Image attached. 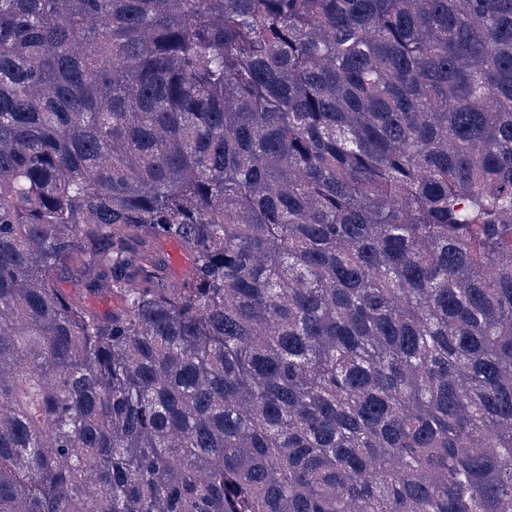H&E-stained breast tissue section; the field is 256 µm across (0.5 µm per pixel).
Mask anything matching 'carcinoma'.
Masks as SVG:
<instances>
[{
	"label": "carcinoma",
	"mask_w": 512,
	"mask_h": 512,
	"mask_svg": "<svg viewBox=\"0 0 512 512\" xmlns=\"http://www.w3.org/2000/svg\"><path fill=\"white\" fill-rule=\"evenodd\" d=\"M0 512H512V0H0ZM150 248L165 257L170 284L176 285L190 268V261L181 246L172 240H156L150 245Z\"/></svg>",
	"instance_id": "cac0c4a2"
}]
</instances>
